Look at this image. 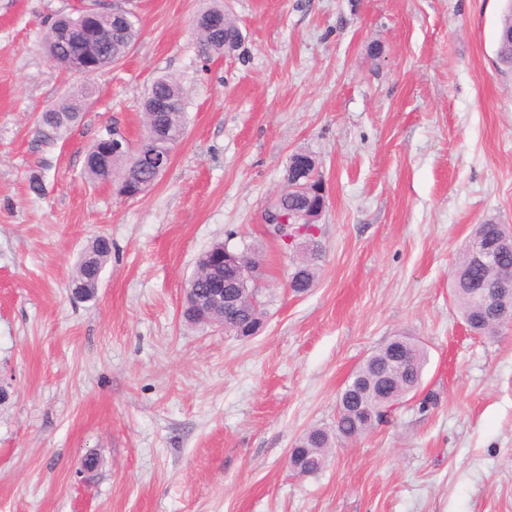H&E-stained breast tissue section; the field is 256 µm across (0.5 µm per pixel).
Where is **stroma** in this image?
<instances>
[{
    "instance_id": "obj_1",
    "label": "stroma",
    "mask_w": 512,
    "mask_h": 512,
    "mask_svg": "<svg viewBox=\"0 0 512 512\" xmlns=\"http://www.w3.org/2000/svg\"><path fill=\"white\" fill-rule=\"evenodd\" d=\"M76 3L0 0V512H512V325L469 333L451 295L476 225L512 226L506 0H223L243 41L208 59L191 29L206 0H133L139 40L47 141L36 116L82 79L39 41ZM162 75L186 92L166 170L134 199L86 182L88 147L113 126L138 140ZM298 150L326 195L301 294L264 223ZM100 235L112 255L75 299ZM218 242L264 271L258 335L181 315ZM399 333L428 355L418 391L296 474L289 449L335 429L348 376ZM112 254V242L109 238H95L82 252L77 269L71 280V290L74 297L89 300L94 297L88 288H93L98 281L103 268Z\"/></svg>"
}]
</instances>
